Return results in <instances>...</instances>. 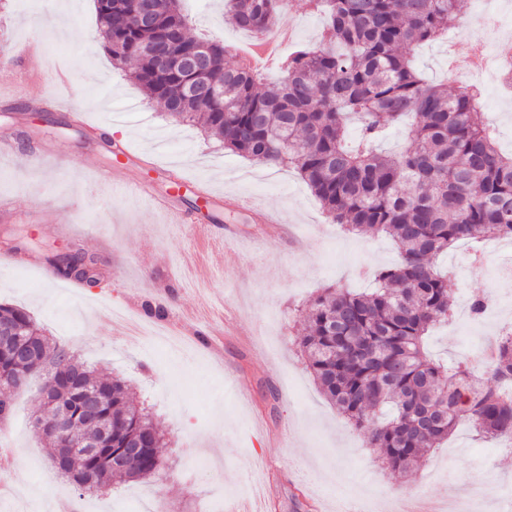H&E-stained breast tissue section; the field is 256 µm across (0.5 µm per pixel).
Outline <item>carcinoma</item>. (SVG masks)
Here are the masks:
<instances>
[{"instance_id": "obj_1", "label": "carcinoma", "mask_w": 512, "mask_h": 512, "mask_svg": "<svg viewBox=\"0 0 512 512\" xmlns=\"http://www.w3.org/2000/svg\"><path fill=\"white\" fill-rule=\"evenodd\" d=\"M159 27H142L134 0H94L99 33L112 62L143 93L179 119L193 121L224 148L294 168L333 223L355 234L388 235L399 262L376 271L370 292L322 289L298 339L322 394L378 450L392 470L408 472L461 423L495 438L512 437V334L485 362L489 385L469 363L448 366L424 351V338L453 313L448 274L437 259L462 242L512 236V154H503L467 88L450 92L414 66L416 48L440 37L471 0H309L325 16L319 43L288 56L280 80L261 82L226 62L230 49L190 34L181 0H153ZM288 0H224V20L255 33L271 30ZM206 42L207 72L188 76L166 59ZM224 92L220 103L193 91ZM360 135L348 141L350 121ZM411 121L408 145L380 149L387 130ZM53 274L87 282L97 259L82 251L46 256ZM0 324L17 330L0 351V426L14 414V393L28 382L15 352L31 353L28 378L44 377L68 412L58 432L48 405L36 417L53 450L73 440L99 447L77 457L73 504L112 484L150 478L164 465L163 435L134 404L118 376L101 377L73 348L49 339L25 310L0 305ZM111 426L100 438L99 421ZM140 448L127 452V443Z\"/></svg>"}]
</instances>
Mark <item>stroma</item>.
<instances>
[{
    "mask_svg": "<svg viewBox=\"0 0 512 512\" xmlns=\"http://www.w3.org/2000/svg\"><path fill=\"white\" fill-rule=\"evenodd\" d=\"M183 9L192 33L211 29L227 44L243 37L225 23L223 0H184ZM280 24L297 29V45L310 46L324 19L307 0H290ZM490 37L488 28L453 21L444 40L417 50L415 64L429 80L457 87L448 75L449 48ZM33 85L43 90L38 106L21 98ZM482 111L500 149L512 153V97L489 88ZM1 128L16 146L0 157V229L18 228L36 256L83 248L99 258L101 281L76 294L63 278L0 255V303L26 309L46 336L122 377L166 433L165 477L85 495L81 512H204L216 489L225 507L242 510L250 504L242 490L257 468L265 512H397L416 497L434 498L437 512L459 498L474 499L478 512H506L512 449L462 426L418 470L393 472L323 396L298 354L297 335L317 291L372 287L374 270L399 259L393 241L345 232L296 170L225 150L200 126L148 100L104 49L94 0H0ZM104 134L187 178L208 180L221 207L201 229L184 233L170 216L117 190L140 179L160 192L169 184L141 165L113 172ZM242 199L283 213L287 232L257 223L239 208ZM471 253L462 243L439 259L457 306L426 342L433 359L467 356L512 324V291L499 289L494 268L474 271ZM181 255L189 276L211 275L210 292L224 297L218 352L198 344L175 354L127 347L118 325L90 301L103 297L134 312L147 300L169 302L180 326L210 317L209 292L185 287L172 270ZM489 289L497 307L468 320L465 298ZM41 402L37 379L15 398L6 426L17 451L12 471L24 512H67L74 488L58 476L45 437L31 425ZM190 452L205 459L204 469L187 473Z\"/></svg>",
    "mask_w": 512,
    "mask_h": 512,
    "instance_id": "obj_1",
    "label": "stroma"
}]
</instances>
